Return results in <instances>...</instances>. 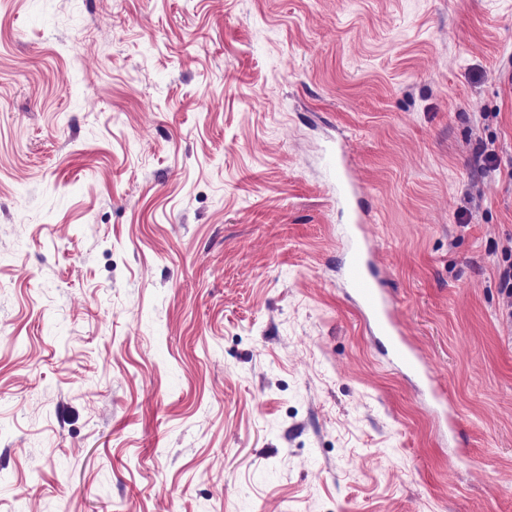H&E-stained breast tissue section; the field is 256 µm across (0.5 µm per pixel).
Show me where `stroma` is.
Instances as JSON below:
<instances>
[{
  "label": "stroma",
  "instance_id": "stroma-1",
  "mask_svg": "<svg viewBox=\"0 0 512 512\" xmlns=\"http://www.w3.org/2000/svg\"><path fill=\"white\" fill-rule=\"evenodd\" d=\"M510 244L512 0H0V512H512ZM349 162L350 155L347 153V149L342 145L336 144V171H342L347 177V182L341 178L336 179V201L346 206H350L352 200H355L358 195L356 184L352 178L353 170L351 169ZM364 218L354 209V224L342 229L349 245L342 268V281L349 289V297L358 307L366 323L384 339L390 361L404 374H410L426 383V392L435 400L447 401L445 392L435 376L407 343L398 306L383 289L376 272L371 246L363 235ZM503 260L497 264L498 287L502 295L510 299V309L508 315L512 318V249L505 248L503 251Z\"/></svg>",
  "mask_w": 512,
  "mask_h": 512
}]
</instances>
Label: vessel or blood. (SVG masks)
I'll use <instances>...</instances> for the list:
<instances>
[{"label":"vessel or blood","mask_w":512,"mask_h":512,"mask_svg":"<svg viewBox=\"0 0 512 512\" xmlns=\"http://www.w3.org/2000/svg\"><path fill=\"white\" fill-rule=\"evenodd\" d=\"M349 162L350 156L346 148L337 146L335 166L343 172L344 177L336 182V200L346 206L351 205L358 195L356 184L350 179L352 169ZM363 222L362 213H355L353 224L342 230L349 245L342 268L343 284L348 288L349 296L365 322L372 325L384 339L391 362L402 373L424 381L426 391L433 399H445L446 394L437 384L435 376L404 338L398 306L384 290L376 272L371 247L363 235Z\"/></svg>","instance_id":"obj_1"}]
</instances>
